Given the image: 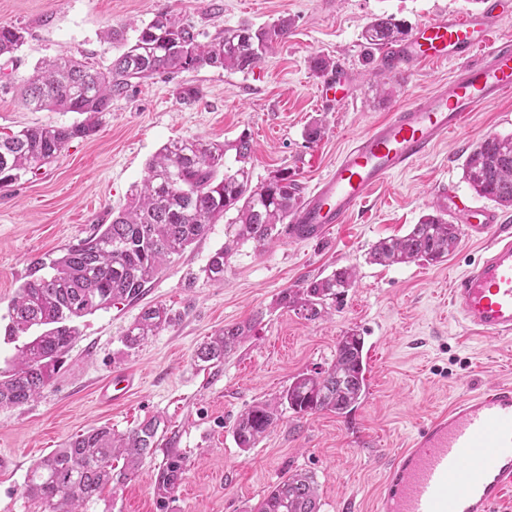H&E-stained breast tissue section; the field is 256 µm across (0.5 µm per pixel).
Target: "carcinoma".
<instances>
[{
	"mask_svg": "<svg viewBox=\"0 0 512 512\" xmlns=\"http://www.w3.org/2000/svg\"><path fill=\"white\" fill-rule=\"evenodd\" d=\"M281 20L254 29H224V36L200 43L191 27L168 12H158L135 29L133 40L105 70L93 69L66 54L34 70L19 86L20 99L32 111L77 112L83 121L69 126L36 125L0 137V188L29 169L52 162L75 139L98 131L112 99L132 81L158 73H180L203 67L227 71L255 68L272 46L288 37ZM407 34L392 15L375 18L363 30L370 49L395 43ZM25 42V29L0 24V56H12ZM236 166L228 167L226 144L198 138L165 144L149 161L142 187L131 193L125 207L89 236L68 244L55 258H41L34 274L23 282L9 305L5 336L21 341L12 366L0 374V408L20 406L38 397L55 381L79 330L76 321L123 301L137 299L145 286L173 256L204 237L210 225L230 212L224 245L209 257L208 280L224 282L229 260L239 246L265 249L288 235V218L301 203L295 173L280 170L268 182L252 185V143L248 133L236 139ZM463 177L474 192L497 206L512 207V136L492 135L467 154ZM460 227L444 215H428L403 236L378 240L370 262L389 267L414 261L439 263L457 248ZM355 268L340 267L325 277L282 292L280 304L299 306L307 318H318L327 300L353 287ZM175 320L156 305L140 312L121 337L129 349L146 343ZM251 326L227 325L201 344L195 361L212 367L238 345ZM364 337L352 330L336 343L331 365L295 377L282 399L295 414L351 413L367 395ZM278 410L257 402L236 419L234 438L242 450L255 447L278 421ZM165 421L152 417L137 427L116 433L101 425L76 434L29 468L24 493L39 512H82L104 491L138 476L146 459L167 448L156 475L161 503L173 499L187 469V460L173 449ZM314 477L294 473L281 478L250 512H320Z\"/></svg>",
	"mask_w": 512,
	"mask_h": 512,
	"instance_id": "1",
	"label": "carcinoma"
}]
</instances>
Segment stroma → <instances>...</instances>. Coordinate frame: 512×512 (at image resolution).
Returning a JSON list of instances; mask_svg holds the SVG:
<instances>
[{"instance_id":"obj_1","label":"stroma","mask_w":512,"mask_h":512,"mask_svg":"<svg viewBox=\"0 0 512 512\" xmlns=\"http://www.w3.org/2000/svg\"><path fill=\"white\" fill-rule=\"evenodd\" d=\"M484 8L483 0H0V24L26 31L14 56L0 57V135L78 121L74 112L29 110L16 87L36 65L63 53L107 68L120 47L101 40L105 28L131 39L135 24L166 11L193 25L205 43L230 27L291 23L287 38L253 70L207 67L133 81L94 135L73 140L53 162L0 189V370L15 353L5 338L8 307L33 263L111 223L163 145L187 138L229 143L246 132L254 183L287 168L310 190L354 137L396 108L425 100L456 68L422 62L408 73H383L365 60L363 27L381 15L412 28L448 10ZM315 56L350 69L348 107L318 102L324 77L310 66ZM182 83L198 87L196 101L177 99ZM316 119L325 134L311 143L304 132ZM490 135H512V95L473 113L464 129L373 189L360 211L322 237L284 239L262 251L244 244L218 286L203 273L224 243L223 224L211 225L138 300L81 318V334L56 381L37 399L0 409V455L14 460L0 470V512H37L23 492L26 472L69 437L104 424L124 433L152 416L165 420L189 460L169 512H248L296 471L315 476L321 512H375L385 468L432 415L477 388L512 383V337L470 334L448 305L452 282L481 258L484 242L462 232L455 252L435 264L383 267L367 260L379 239L406 234L422 216L445 209L447 193L469 207L497 211L512 225V209L496 210L463 178L466 154ZM341 266L356 267L357 282L328 303L322 317L310 320L280 305L282 291ZM155 304L169 308L175 321L127 349L124 330ZM249 321L251 336L221 367L195 363L201 343L225 325ZM352 329L365 338V400L342 417H296L281 403L283 391L298 374L327 367L337 340ZM121 370L136 372L139 384L119 402L101 401L100 385ZM260 401L278 405L280 419L245 452L235 442L234 422ZM163 461L160 453L147 459L138 477L86 512H160L154 482Z\"/></svg>"}]
</instances>
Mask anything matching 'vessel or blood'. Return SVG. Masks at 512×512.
<instances>
[{"label": "vessel or blood", "mask_w": 512, "mask_h": 512, "mask_svg": "<svg viewBox=\"0 0 512 512\" xmlns=\"http://www.w3.org/2000/svg\"><path fill=\"white\" fill-rule=\"evenodd\" d=\"M512 18L508 9L451 12L416 26L381 57L387 72L420 62L458 63L456 73L422 102L413 101L357 136L317 181L289 219L288 236L307 240L346 223L370 190L426 158L448 134L462 130L472 112L512 94V46L494 34ZM344 106L352 76L337 65L320 92ZM474 235H486V254L456 279L449 303L467 330L488 338L512 335V228L484 210L456 208ZM133 386L119 372L103 385L109 402ZM512 492V385L475 390L412 436L388 466L378 512H493Z\"/></svg>", "instance_id": "obj_1"}]
</instances>
